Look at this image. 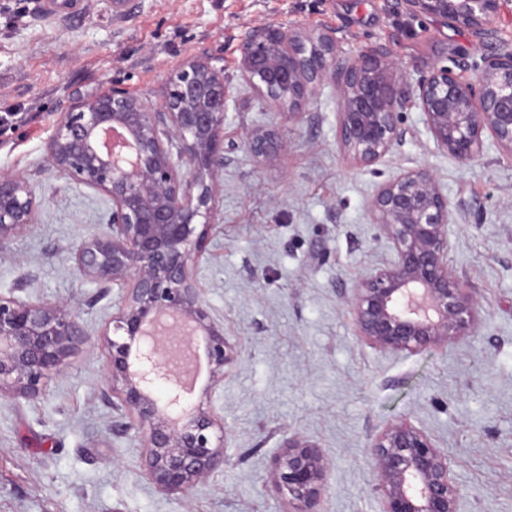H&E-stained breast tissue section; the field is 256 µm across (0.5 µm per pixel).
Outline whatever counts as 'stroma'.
Masks as SVG:
<instances>
[{
	"label": "stroma",
	"mask_w": 512,
	"mask_h": 512,
	"mask_svg": "<svg viewBox=\"0 0 512 512\" xmlns=\"http://www.w3.org/2000/svg\"><path fill=\"white\" fill-rule=\"evenodd\" d=\"M268 23L329 33L341 62L393 52L413 83L436 66L472 79L485 57L512 50V0L482 38L400 0H131L120 13L112 0H0V174L25 178L39 202L35 229L0 256V292L66 302L89 331L104 327L122 286L83 278L66 256L107 232L112 204L51 168L49 141L83 97L122 88L160 104L167 77L206 55L230 94L217 216L194 273L240 351L211 391L227 462L186 497L143 478L140 442L106 397L103 347L77 352L37 399L0 397V512H286L272 471L293 435L329 465L319 512H380L367 446L402 420L447 453L459 512H512V158L489 138L481 158L460 163L411 106L400 145L353 165L338 145L332 80L293 120L243 80L241 46ZM273 128L287 147L256 161L243 134ZM421 167L448 197L450 264L478 299L480 324L391 352L357 336L345 297L392 255L370 210L379 185Z\"/></svg>",
	"instance_id": "1"
}]
</instances>
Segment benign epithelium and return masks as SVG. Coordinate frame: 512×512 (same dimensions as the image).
<instances>
[{
    "label": "benign epithelium",
    "mask_w": 512,
    "mask_h": 512,
    "mask_svg": "<svg viewBox=\"0 0 512 512\" xmlns=\"http://www.w3.org/2000/svg\"><path fill=\"white\" fill-rule=\"evenodd\" d=\"M414 15L443 18L482 37L498 0H403ZM326 32L261 26L242 45L244 80L271 108L301 114L330 78L339 99L338 142L357 166L382 160L405 137L404 109L424 115L435 144L462 164L477 160L489 133L512 157V51L484 59L468 81L446 66L411 84L388 51H365L344 64ZM156 107L114 88L82 99L58 120L47 162L112 200V232L78 241L68 260L100 285H124L117 311L100 334L87 332L66 305L0 293V395L39 397L84 346L108 352L106 386L124 430L140 441L144 478L188 495L224 470V418L181 388L189 338L201 337L212 389L239 354L224 336L193 280V261L215 217V183L224 167V69L209 57L183 62L167 78ZM180 144L182 171L159 132ZM123 130L125 159L106 134ZM248 153L265 159L287 146L286 134L251 132ZM39 204L23 178L0 175V253L37 224ZM371 212L392 256L362 277L347 298L362 340L394 352H415L472 333L479 302L449 263L451 210L436 178L420 168L382 183ZM373 490L381 512H458L461 490L448 455L406 420L373 436ZM328 464L319 448L291 437L274 462V486L288 512H316Z\"/></svg>",
    "instance_id": "benign-epithelium-1"
}]
</instances>
